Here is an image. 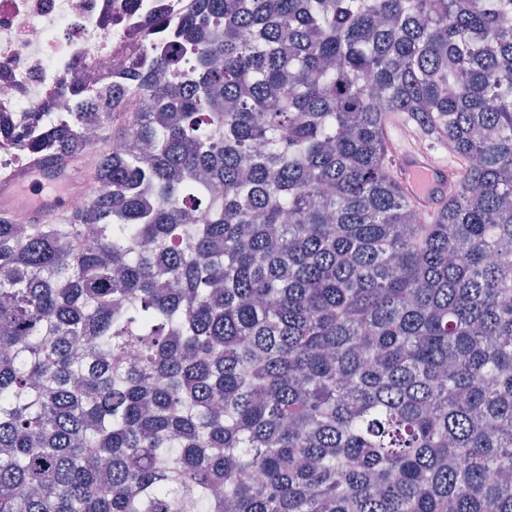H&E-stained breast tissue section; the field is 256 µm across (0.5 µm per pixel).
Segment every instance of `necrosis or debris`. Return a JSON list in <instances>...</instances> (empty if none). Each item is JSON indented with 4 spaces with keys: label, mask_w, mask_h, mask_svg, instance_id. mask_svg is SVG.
<instances>
[{
    "label": "necrosis or debris",
    "mask_w": 512,
    "mask_h": 512,
    "mask_svg": "<svg viewBox=\"0 0 512 512\" xmlns=\"http://www.w3.org/2000/svg\"><path fill=\"white\" fill-rule=\"evenodd\" d=\"M192 0H0V124L39 111L61 84L94 93L153 48L146 24H174ZM124 18L113 27V16Z\"/></svg>",
    "instance_id": "4bbe7bcc"
}]
</instances>
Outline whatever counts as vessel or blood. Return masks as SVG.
Returning <instances> with one entry per match:
<instances>
[{"label":"vessel or blood","instance_id":"b4317fda","mask_svg":"<svg viewBox=\"0 0 512 512\" xmlns=\"http://www.w3.org/2000/svg\"><path fill=\"white\" fill-rule=\"evenodd\" d=\"M391 159L405 193L421 207L427 221H435L437 200L455 186L456 168L452 161L413 143L392 151ZM86 185V180H75L69 170L33 164L9 176H0V213L11 215L23 209L37 219L55 218L69 211L71 195Z\"/></svg>","mask_w":512,"mask_h":512}]
</instances>
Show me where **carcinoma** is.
Instances as JSON below:
<instances>
[{
    "label": "carcinoma",
    "mask_w": 512,
    "mask_h": 512,
    "mask_svg": "<svg viewBox=\"0 0 512 512\" xmlns=\"http://www.w3.org/2000/svg\"><path fill=\"white\" fill-rule=\"evenodd\" d=\"M510 11L195 0L192 69L4 129L108 148L83 209L0 217V512H512ZM401 113L461 162L433 224Z\"/></svg>",
    "instance_id": "cac0c4a2"
}]
</instances>
